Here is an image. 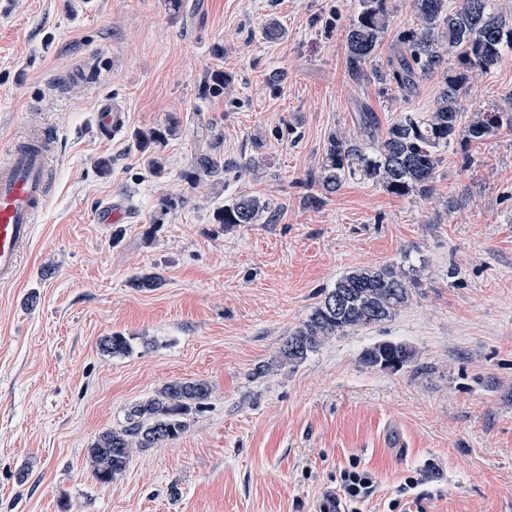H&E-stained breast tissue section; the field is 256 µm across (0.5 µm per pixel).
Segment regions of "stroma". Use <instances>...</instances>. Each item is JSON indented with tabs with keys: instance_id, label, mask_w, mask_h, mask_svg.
<instances>
[{
	"instance_id": "1",
	"label": "stroma",
	"mask_w": 512,
	"mask_h": 512,
	"mask_svg": "<svg viewBox=\"0 0 512 512\" xmlns=\"http://www.w3.org/2000/svg\"><path fill=\"white\" fill-rule=\"evenodd\" d=\"M358 11L359 0H0V160L25 132L54 137L50 200L17 279L0 285V512H322L353 460L377 480L363 512H389L417 472L427 496L410 512H512V128L442 149L430 197L359 179L322 193L309 176L331 132H358L365 108L381 130L425 114L440 91L435 76L406 96L370 72L353 80ZM271 19L285 30L276 41ZM218 72L229 84L203 96ZM102 99L127 112L113 139L94 123ZM511 106L507 48L470 78L463 109ZM170 124L157 174L135 134ZM218 132L240 169L188 182ZM243 196L266 204L257 223L215 222ZM113 201L126 221L96 223ZM393 263L420 280L406 306L277 365L322 289ZM151 272L161 287H129ZM114 334L129 353L102 351ZM383 340L410 345L412 362L363 365ZM173 380L206 382L208 407L98 483L95 438Z\"/></svg>"
}]
</instances>
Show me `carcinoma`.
Instances as JSON below:
<instances>
[{
	"instance_id": "obj_1",
	"label": "carcinoma",
	"mask_w": 512,
	"mask_h": 512,
	"mask_svg": "<svg viewBox=\"0 0 512 512\" xmlns=\"http://www.w3.org/2000/svg\"><path fill=\"white\" fill-rule=\"evenodd\" d=\"M490 0H460L448 8L447 0H411L418 23L402 32L398 50L386 67L374 70V77L395 85L407 94L420 80L441 77V89L432 112L425 117L406 115L386 130L376 131L370 112L362 115L365 139H348L339 133L328 137L325 156L311 181L326 194L337 192L349 178L358 177L383 186L397 196L432 193L442 147L461 139L479 143L492 132L497 117L475 114L465 118L462 99L466 83L475 72L488 73L495 67L504 47L512 46V17L491 10ZM360 10L346 34V63L354 79L362 77L364 65L379 54L382 35L388 24L387 0H360ZM457 52L460 71L450 75L446 66L448 50ZM173 128L152 129L138 135L141 150L162 143ZM237 167L224 160L220 138L195 154L184 178L196 184L220 178ZM264 206L253 197L233 200L217 210L218 224H254ZM157 273L132 278L129 286L138 290L160 287ZM418 280L403 267L386 265L356 268L343 274L313 313L297 326L282 343L279 360L297 364L331 336L357 328L379 325L389 320L411 299ZM101 348L112 355L130 349L127 339L112 335ZM412 351L401 343L381 342L367 349L362 362L370 368L397 370L410 362ZM211 389L203 381L173 380L152 397L135 404L127 425L101 433L88 450L89 465L97 482L108 484L127 466L136 448H154L176 438L186 428V417L202 411Z\"/></svg>"
}]
</instances>
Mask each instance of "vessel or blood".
<instances>
[{
	"label": "vessel or blood",
	"mask_w": 512,
	"mask_h": 512,
	"mask_svg": "<svg viewBox=\"0 0 512 512\" xmlns=\"http://www.w3.org/2000/svg\"><path fill=\"white\" fill-rule=\"evenodd\" d=\"M125 121L123 108L108 100L99 103L96 124L106 137L117 136ZM49 195V157L43 144H13L7 161L0 164V284L16 278L36 217Z\"/></svg>",
	"instance_id": "obj_1"
}]
</instances>
